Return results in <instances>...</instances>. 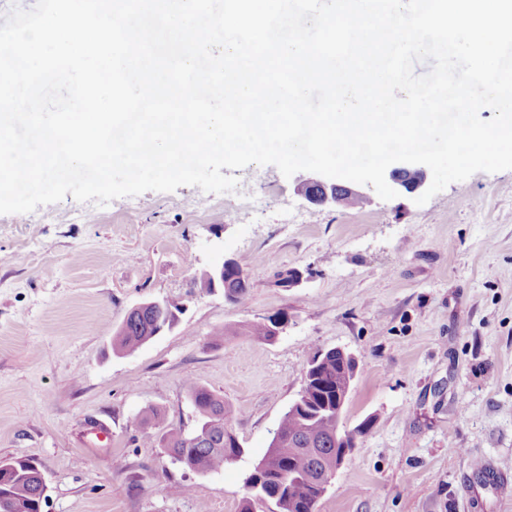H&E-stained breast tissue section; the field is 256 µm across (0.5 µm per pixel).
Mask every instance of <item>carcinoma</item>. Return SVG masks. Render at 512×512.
I'll return each instance as SVG.
<instances>
[{
	"label": "carcinoma",
	"mask_w": 512,
	"mask_h": 512,
	"mask_svg": "<svg viewBox=\"0 0 512 512\" xmlns=\"http://www.w3.org/2000/svg\"><path fill=\"white\" fill-rule=\"evenodd\" d=\"M249 274L230 282L225 298L239 304L250 295ZM179 306L168 300L162 311L126 316L112 336L116 354L132 352L154 338L156 320L174 318ZM240 334L270 342L272 331L266 321L243 327ZM352 359L334 349L316 352L307 365V381L298 402L283 414L266 453L246 475L242 512H254L257 504L271 502L278 512H319L324 496L319 480L324 474L336 473L338 454L343 441L337 437L338 392L346 386L345 372ZM192 403L199 414L200 431L192 437L164 430L160 411L147 407L141 420L163 431L162 441L172 460L197 473H214L237 460L244 448L233 432L224 400L206 387L189 386ZM43 482L32 468L31 460L14 457L0 465V501L12 504V512H37Z\"/></svg>",
	"instance_id": "cac0c4a2"
}]
</instances>
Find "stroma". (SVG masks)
Returning a JSON list of instances; mask_svg holds the SVG:
<instances>
[{
  "instance_id": "stroma-1",
  "label": "stroma",
  "mask_w": 512,
  "mask_h": 512,
  "mask_svg": "<svg viewBox=\"0 0 512 512\" xmlns=\"http://www.w3.org/2000/svg\"><path fill=\"white\" fill-rule=\"evenodd\" d=\"M235 176L232 193L182 186L0 215V459L39 465L44 512H240L308 359L338 347L359 360L342 423L371 427L320 512H512V488L472 471L512 473V170L421 206L362 184L361 208L310 203L304 171ZM223 255L250 275L246 304L196 280ZM283 268L306 278L279 287ZM157 298L180 305L174 327L114 354L129 309ZM277 312L290 322L275 342L213 336ZM193 382L223 397L244 449L205 475L161 446L163 430L195 429ZM147 407L164 429L141 423Z\"/></svg>"
}]
</instances>
